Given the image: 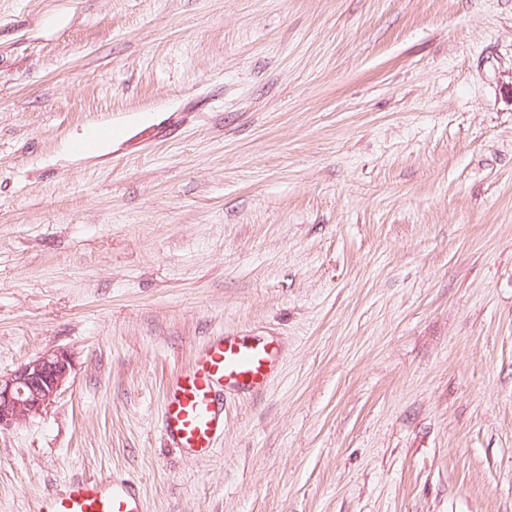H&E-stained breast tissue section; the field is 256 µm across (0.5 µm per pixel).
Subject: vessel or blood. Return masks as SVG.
<instances>
[{
	"label": "vessel or blood",
	"instance_id": "b4317fda",
	"mask_svg": "<svg viewBox=\"0 0 512 512\" xmlns=\"http://www.w3.org/2000/svg\"><path fill=\"white\" fill-rule=\"evenodd\" d=\"M279 351L271 341L227 333L213 340L186 369L170 379L161 431L186 453H213L224 436L222 393L263 390L276 374ZM38 512H146L132 477L70 482L60 494L44 498Z\"/></svg>",
	"mask_w": 512,
	"mask_h": 512
}]
</instances>
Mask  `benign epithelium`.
Wrapping results in <instances>:
<instances>
[{"label": "benign epithelium", "instance_id": "7a95c632", "mask_svg": "<svg viewBox=\"0 0 512 512\" xmlns=\"http://www.w3.org/2000/svg\"><path fill=\"white\" fill-rule=\"evenodd\" d=\"M71 368L70 354L58 348L0 374V429L42 414L68 382Z\"/></svg>", "mask_w": 512, "mask_h": 512}]
</instances>
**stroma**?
I'll return each instance as SVG.
<instances>
[{
	"label": "stroma",
	"instance_id": "obj_1",
	"mask_svg": "<svg viewBox=\"0 0 512 512\" xmlns=\"http://www.w3.org/2000/svg\"><path fill=\"white\" fill-rule=\"evenodd\" d=\"M227 332L277 376L160 432ZM0 512H512V0H0ZM279 351L273 341L238 333L213 340L186 369L170 379L161 432L174 448L202 457L224 438L221 392L263 390L276 374ZM71 368L70 354L58 348L0 373V430L42 414L68 382ZM131 476L122 479L77 480L60 494L45 497L37 512H147Z\"/></svg>",
	"mask_w": 512,
	"mask_h": 512
}]
</instances>
